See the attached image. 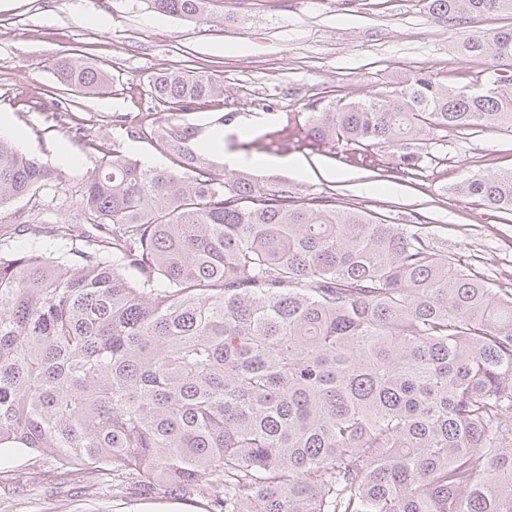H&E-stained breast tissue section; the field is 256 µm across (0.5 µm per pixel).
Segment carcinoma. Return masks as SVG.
<instances>
[{
  "mask_svg": "<svg viewBox=\"0 0 512 512\" xmlns=\"http://www.w3.org/2000/svg\"><path fill=\"white\" fill-rule=\"evenodd\" d=\"M193 18L208 0H150ZM460 28L455 52L493 59L491 88L420 71L392 94L317 99L288 121L360 160L387 144L393 169L420 167L434 135L512 125V29L468 20L512 0H424ZM57 82L93 94L109 75L81 57ZM172 112L113 123L171 161L148 166L112 140L60 246L0 250V449L98 464L132 484L215 492L219 512H512V292L472 278L415 224H386L331 196L299 197L210 156L219 87L161 71ZM61 128L71 103L54 99ZM63 182L0 137V211ZM456 192L512 212V171Z\"/></svg>",
  "mask_w": 512,
  "mask_h": 512,
  "instance_id": "obj_1",
  "label": "carcinoma"
}]
</instances>
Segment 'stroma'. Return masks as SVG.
Returning <instances> with one entry per match:
<instances>
[{
  "label": "stroma",
  "instance_id": "obj_1",
  "mask_svg": "<svg viewBox=\"0 0 512 512\" xmlns=\"http://www.w3.org/2000/svg\"><path fill=\"white\" fill-rule=\"evenodd\" d=\"M455 36L421 0H210L194 20L157 13L149 0H0V115L11 119L24 152L53 161L65 148L77 158L63 167L62 185L12 203L0 222L38 227L11 239L13 250L50 242L55 225L74 219L78 189L119 133L113 115L166 113L152 97L151 75L197 68L222 94L189 120L235 113L224 148L250 159L258 180H281L302 197L335 196L337 205L361 206L388 224L421 217L440 253L490 287L511 290L512 212L453 191L470 175L512 169L511 125L449 132L427 145L419 171L404 179L389 170L391 148L369 166L348 162L288 126L289 113L313 100H358L388 91L399 75L427 71L471 88L490 61L459 57ZM74 50L111 73L112 85L77 97L81 132L67 136L53 115L58 83L50 65ZM261 137L267 155L304 161V171L255 165L258 152L244 142ZM210 499L207 490L181 497L117 487L94 465L68 472L47 452L0 450V512H210Z\"/></svg>",
  "mask_w": 512,
  "mask_h": 512
}]
</instances>
